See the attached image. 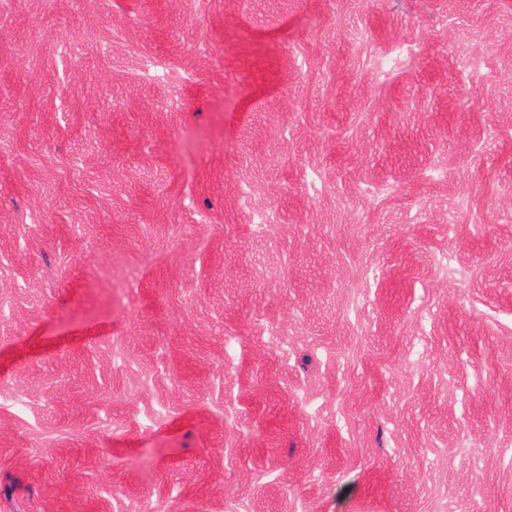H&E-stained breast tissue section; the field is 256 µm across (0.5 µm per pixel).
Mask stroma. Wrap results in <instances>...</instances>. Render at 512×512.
I'll return each instance as SVG.
<instances>
[{"mask_svg": "<svg viewBox=\"0 0 512 512\" xmlns=\"http://www.w3.org/2000/svg\"><path fill=\"white\" fill-rule=\"evenodd\" d=\"M0 512H512V0H0Z\"/></svg>", "mask_w": 512, "mask_h": 512, "instance_id": "stroma-1", "label": "stroma"}]
</instances>
